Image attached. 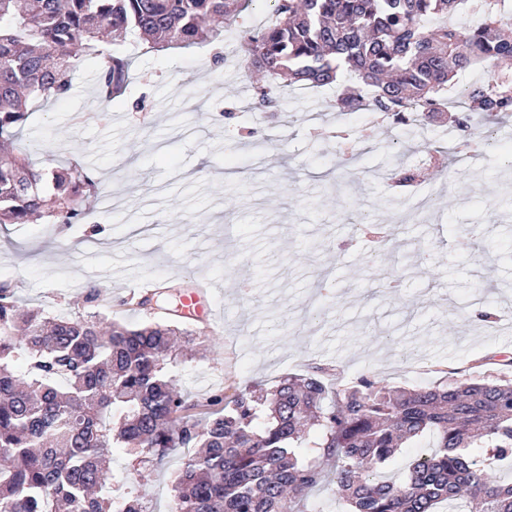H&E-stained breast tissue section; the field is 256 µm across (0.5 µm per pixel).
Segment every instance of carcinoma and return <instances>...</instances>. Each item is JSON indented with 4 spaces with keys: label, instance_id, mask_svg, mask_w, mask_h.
<instances>
[{
    "label": "carcinoma",
    "instance_id": "obj_1",
    "mask_svg": "<svg viewBox=\"0 0 512 512\" xmlns=\"http://www.w3.org/2000/svg\"><path fill=\"white\" fill-rule=\"evenodd\" d=\"M254 0H0V224L37 217L72 224L89 191L74 167H35L14 142L28 98L59 100L77 57L100 58L106 105L129 80L124 36L152 45L222 41ZM267 24L242 31L241 59L291 88L354 82L340 112H458L463 137L512 113V0H272ZM471 75L462 105L448 83ZM51 181L53 193L42 195ZM165 322L125 326L97 314L45 316L0 288V512H154L139 495L112 496L106 457L182 463L168 512H306L333 482L347 512H512V377L452 380L411 391L367 377L328 391L312 374L270 390L202 398L189 414ZM431 435L406 478L380 476L402 445Z\"/></svg>",
    "mask_w": 512,
    "mask_h": 512
}]
</instances>
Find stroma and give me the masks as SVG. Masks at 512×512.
<instances>
[{
    "instance_id": "stroma-1",
    "label": "stroma",
    "mask_w": 512,
    "mask_h": 512,
    "mask_svg": "<svg viewBox=\"0 0 512 512\" xmlns=\"http://www.w3.org/2000/svg\"><path fill=\"white\" fill-rule=\"evenodd\" d=\"M214 54L205 43L139 53L107 107L100 63L83 56L64 100L33 102L18 147L46 171L78 166L112 207L70 226L1 225L0 287L52 315L170 321L206 337L207 351L175 370L192 400L318 368L331 388L364 375L408 389L498 372L512 356V204L501 202L512 118L476 127L494 145L461 174L432 156L458 133L450 114L376 126L305 90L268 112L256 106L260 73L236 74ZM397 167L418 181L395 186ZM471 230L476 247L458 250ZM205 280L211 315L139 305L141 284L186 295ZM478 304L495 319H472ZM111 457L117 494L167 512L178 457L140 476L125 449Z\"/></svg>"
}]
</instances>
